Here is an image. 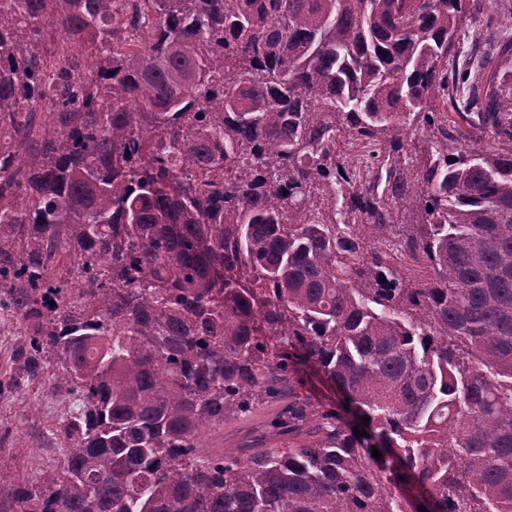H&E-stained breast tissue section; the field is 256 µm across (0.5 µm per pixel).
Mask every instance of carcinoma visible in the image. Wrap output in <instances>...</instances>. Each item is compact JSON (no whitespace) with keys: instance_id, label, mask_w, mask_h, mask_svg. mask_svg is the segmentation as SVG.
<instances>
[{"instance_id":"carcinoma-1","label":"carcinoma","mask_w":512,"mask_h":512,"mask_svg":"<svg viewBox=\"0 0 512 512\" xmlns=\"http://www.w3.org/2000/svg\"><path fill=\"white\" fill-rule=\"evenodd\" d=\"M142 12L0 0V314L79 395L0 512H512V38L461 55L477 0ZM265 401L290 447L201 452ZM290 375L295 383H300L298 391L307 395L318 410H336L339 398L336 388L314 366L297 362Z\"/></svg>"}]
</instances>
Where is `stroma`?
<instances>
[{
	"label": "stroma",
	"instance_id": "stroma-1",
	"mask_svg": "<svg viewBox=\"0 0 512 512\" xmlns=\"http://www.w3.org/2000/svg\"><path fill=\"white\" fill-rule=\"evenodd\" d=\"M23 344L12 323H0V497L34 471L48 470L62 459L63 420L77 409L75 397L56 392L50 380L29 383L13 373ZM291 378L318 408L335 407V387L309 364H295ZM273 403L257 406L244 418L225 423L223 431L203 434L208 448H230L261 430L277 413Z\"/></svg>",
	"mask_w": 512,
	"mask_h": 512
}]
</instances>
